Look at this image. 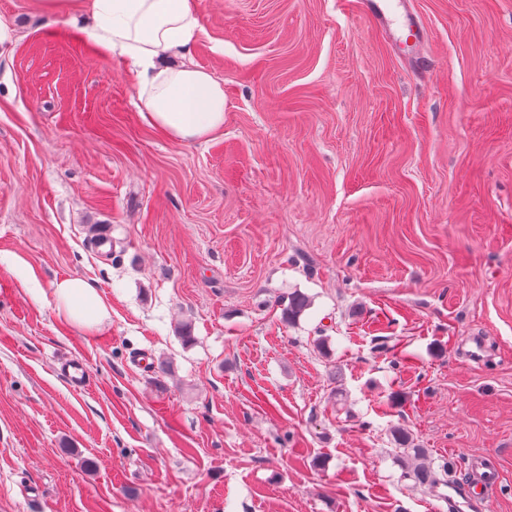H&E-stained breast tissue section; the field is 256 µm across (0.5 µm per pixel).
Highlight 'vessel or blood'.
Instances as JSON below:
<instances>
[{
  "instance_id": "1",
  "label": "vessel or blood",
  "mask_w": 512,
  "mask_h": 512,
  "mask_svg": "<svg viewBox=\"0 0 512 512\" xmlns=\"http://www.w3.org/2000/svg\"><path fill=\"white\" fill-rule=\"evenodd\" d=\"M364 7L367 15L376 26L390 38L396 51L408 63L419 60L418 52L428 41L425 26L408 7V0H356ZM499 485V475L495 468L478 465L470 482L463 487L472 506L485 505Z\"/></svg>"
}]
</instances>
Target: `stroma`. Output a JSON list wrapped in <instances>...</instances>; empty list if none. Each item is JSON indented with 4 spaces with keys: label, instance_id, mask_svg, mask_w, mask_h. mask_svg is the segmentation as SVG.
<instances>
[{
    "label": "stroma",
    "instance_id": "obj_1",
    "mask_svg": "<svg viewBox=\"0 0 512 512\" xmlns=\"http://www.w3.org/2000/svg\"><path fill=\"white\" fill-rule=\"evenodd\" d=\"M194 2L224 129L185 143L0 0V512H457L479 463L512 512V0H414L423 72L341 0ZM67 277L110 318L72 325ZM53 289L58 309L71 323L91 330L109 317V306L89 281L65 278L57 281ZM311 306L309 297L301 292L294 291L288 297V305L283 308V319L288 324H295ZM394 440L398 445L404 447V449H407L408 454H410L414 459L421 461L413 470V477L415 480L421 485H436L437 480L435 473L431 470L430 466L424 462L426 457V449L405 448L409 447L412 441L409 434L404 429L394 430Z\"/></svg>",
    "mask_w": 512,
    "mask_h": 512
}]
</instances>
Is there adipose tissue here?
I'll list each match as a JSON object with an SVG mask.
<instances>
[{"label":"adipose tissue","mask_w":512,"mask_h":512,"mask_svg":"<svg viewBox=\"0 0 512 512\" xmlns=\"http://www.w3.org/2000/svg\"><path fill=\"white\" fill-rule=\"evenodd\" d=\"M48 15L82 16L95 45L124 58L151 122L182 142L207 139L224 127V88L206 70L180 63L200 29L193 0H38ZM58 308L87 330L109 316L89 281L54 285Z\"/></svg>","instance_id":"ef3b65f1"}]
</instances>
